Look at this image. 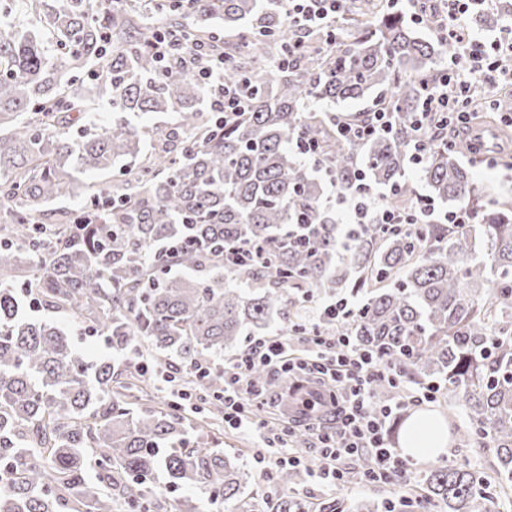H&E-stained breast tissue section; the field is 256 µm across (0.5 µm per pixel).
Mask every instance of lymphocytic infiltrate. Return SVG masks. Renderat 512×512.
I'll return each instance as SVG.
<instances>
[{"mask_svg": "<svg viewBox=\"0 0 512 512\" xmlns=\"http://www.w3.org/2000/svg\"><path fill=\"white\" fill-rule=\"evenodd\" d=\"M346 2L288 0V20L303 30L332 28ZM443 2V10L434 17H424L419 11L411 15L416 23L430 22L441 38L460 47L459 54L449 58L448 70L439 83L423 89L415 120L420 135L441 116L448 117L457 130L467 129L470 95L478 91L490 99L501 83L512 82V29L489 42L477 40L462 22L474 0ZM199 76L209 86L214 111L227 117L248 110L250 101L244 86L224 82L223 58H208ZM450 85L455 88L451 94L446 91ZM336 203L347 210L353 226H373L385 232L399 233L416 224H471L477 217L468 206L437 214L433 201L427 199L420 200L411 212L388 208L359 171L350 190L337 193ZM357 312V307L343 297L312 301L299 328L285 335L250 338L244 350L225 360L224 420L262 438L264 446L254 462L265 478H272L281 468L300 465L301 459L285 440L287 427L270 430L259 418L257 405L267 402L268 393L255 387L250 377L256 367L274 374H309L322 385L335 388L331 423L308 425L324 460L312 474L316 484L328 489L342 487L350 460L365 453L372 460L369 482L389 484L408 472L406 460L387 441V422L394 412L435 401L439 388L430 385L395 399L376 401V386L398 388L400 370L381 352L362 348L343 333V326ZM329 321L334 322V329H326Z\"/></svg>", "mask_w": 512, "mask_h": 512, "instance_id": "f902f5d3", "label": "lymphocytic infiltrate"}]
</instances>
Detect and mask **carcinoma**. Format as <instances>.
Returning <instances> with one entry per match:
<instances>
[{
    "instance_id": "1",
    "label": "carcinoma",
    "mask_w": 512,
    "mask_h": 512,
    "mask_svg": "<svg viewBox=\"0 0 512 512\" xmlns=\"http://www.w3.org/2000/svg\"><path fill=\"white\" fill-rule=\"evenodd\" d=\"M16 2L0 13V512H168L159 472L225 512H257L244 496L248 470L212 447L209 424L160 406L138 371L90 359L73 336L93 330L159 366L175 358L219 402L224 367L199 365L245 335L289 331L292 291L308 298L350 281L365 301L344 333L406 378L439 380L467 417L457 458L404 487L413 512H498L512 488V207L479 224L359 229L344 253L323 184L293 148L318 142L341 189L360 168L393 189L389 206L412 210L421 86L458 48L372 0H349L333 35L296 28L286 0ZM25 19L40 28L22 29ZM162 35L179 55L162 56ZM201 43L224 58V83L249 86L250 108L227 122L203 109L207 88L190 62ZM92 69V85L77 79ZM383 93L393 130L366 142L344 143L336 115L310 106ZM102 105L112 116L98 126ZM470 111L512 112V92L494 109L476 98ZM146 113L176 116L152 130L148 156L134 121ZM423 144L416 172L429 197L481 210L484 193L448 130ZM111 168V185L80 180ZM76 199L74 212L51 208ZM240 242L269 250L271 264L233 260ZM29 292L71 325L23 315ZM472 446L488 467L471 464ZM311 467L277 473L275 512H313L297 494ZM369 468L365 457L346 484H363Z\"/></svg>"
}]
</instances>
